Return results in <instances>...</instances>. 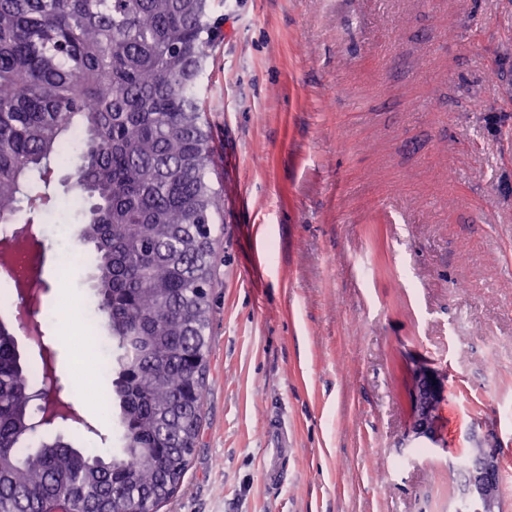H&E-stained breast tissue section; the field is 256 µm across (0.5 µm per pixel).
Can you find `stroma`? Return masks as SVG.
<instances>
[{"label":"stroma","mask_w":512,"mask_h":512,"mask_svg":"<svg viewBox=\"0 0 512 512\" xmlns=\"http://www.w3.org/2000/svg\"><path fill=\"white\" fill-rule=\"evenodd\" d=\"M219 12L201 89L224 197L203 423L160 512H455L448 464L485 418L512 512V0H224ZM68 199L45 217L73 232L46 252L42 301L78 297L107 342ZM64 250L81 260L63 290ZM42 331L84 423L41 438L111 457L119 429L92 347L61 318ZM415 356L444 376L435 442L409 433L401 378ZM274 418L288 452L271 488Z\"/></svg>","instance_id":"stroma-1"}]
</instances>
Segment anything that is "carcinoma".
I'll return each mask as SVG.
<instances>
[{"mask_svg": "<svg viewBox=\"0 0 512 512\" xmlns=\"http://www.w3.org/2000/svg\"><path fill=\"white\" fill-rule=\"evenodd\" d=\"M215 0H0V224L83 200L81 239L112 336L122 454L35 433L32 368L0 320V512H159L199 444L208 367L210 136L198 96ZM67 171L58 181L56 174ZM466 512L491 508L452 465Z\"/></svg>", "mask_w": 512, "mask_h": 512, "instance_id": "carcinoma-1", "label": "carcinoma"}]
</instances>
